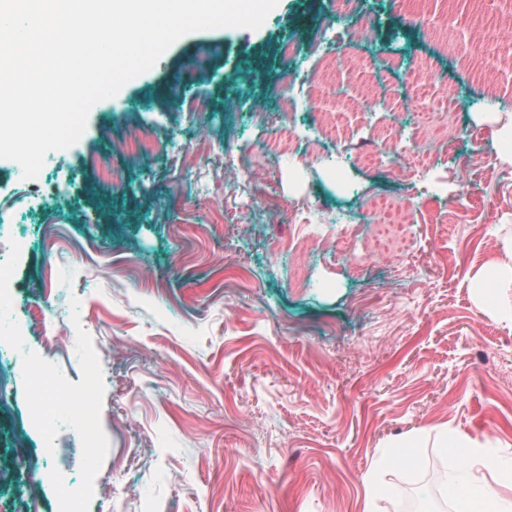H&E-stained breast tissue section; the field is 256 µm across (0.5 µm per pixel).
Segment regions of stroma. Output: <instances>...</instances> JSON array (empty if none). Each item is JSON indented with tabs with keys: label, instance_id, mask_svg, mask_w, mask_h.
I'll return each mask as SVG.
<instances>
[{
	"label": "stroma",
	"instance_id": "1",
	"mask_svg": "<svg viewBox=\"0 0 512 512\" xmlns=\"http://www.w3.org/2000/svg\"><path fill=\"white\" fill-rule=\"evenodd\" d=\"M331 13L278 0L258 29L190 33L36 179L0 160V512H57L65 489L82 512H402L445 460L442 427L512 460V325L472 287L512 226L489 118L512 113V69L480 54L512 36V0H359L354 18L375 22L333 68L316 49ZM299 63L335 94H299ZM411 83L457 103L428 181L354 161L414 148ZM135 128L153 132L148 160L110 149ZM286 135L308 154L249 151ZM386 196L410 206L401 253L367 246ZM309 208L326 223H299ZM350 219L354 242L336 235ZM32 363L57 386L48 437Z\"/></svg>",
	"mask_w": 512,
	"mask_h": 512
}]
</instances>
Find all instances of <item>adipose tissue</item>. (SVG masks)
<instances>
[{
    "mask_svg": "<svg viewBox=\"0 0 512 512\" xmlns=\"http://www.w3.org/2000/svg\"><path fill=\"white\" fill-rule=\"evenodd\" d=\"M455 444L456 447L469 449L470 455L467 462H460L459 459H452L453 469H464L466 478L464 483L449 481L448 493L451 496L461 497V512H512V497L504 496V486L512 485V470L497 471L491 476H484L480 468L484 462V449L482 446L473 444L472 440L466 437L457 436L447 438L440 436V447H447L448 444Z\"/></svg>",
    "mask_w": 512,
    "mask_h": 512,
    "instance_id": "1",
    "label": "adipose tissue"
}]
</instances>
